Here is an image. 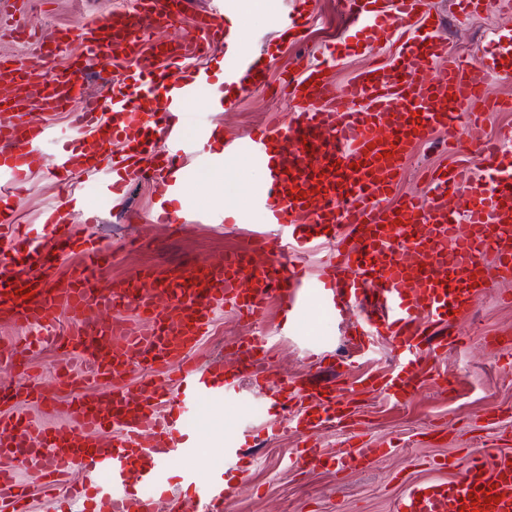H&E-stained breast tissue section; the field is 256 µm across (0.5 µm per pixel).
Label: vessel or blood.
I'll list each match as a JSON object with an SVG mask.
<instances>
[{"mask_svg":"<svg viewBox=\"0 0 512 512\" xmlns=\"http://www.w3.org/2000/svg\"><path fill=\"white\" fill-rule=\"evenodd\" d=\"M181 5L182 0H136L133 9L109 12L83 26L79 42L85 60L109 61L128 81L106 107L80 96L81 69L54 71L0 58V239L9 244L0 260V316L50 330L53 315L65 311L70 328L53 333V342L87 357L92 378L117 382L95 398L80 390L71 369H60L51 383L30 376L29 390L39 400L56 390L67 396L65 417L49 426L14 405L0 409V512H31V492L16 478L19 466L44 477L49 512L85 501L92 512L115 506L121 512H154L155 502L164 498L169 512H182L170 494L176 481L198 498L202 512H225L233 480H245L248 473L237 438L225 440L226 464L207 477L188 469L175 480L168 464L200 455L196 433L187 425L199 404L232 402L246 387L263 392L267 370L258 366L257 353L264 343L246 337L245 362L229 373L222 359L205 365L193 351L209 335L217 308L252 323L265 319L275 299L298 311L312 284L293 256L322 244L319 227L345 224L351 237L337 239L335 264L312 286L329 316L352 329L355 351L368 350L381 338L397 351V368L363 379L366 391L394 400L410 396L426 373L419 364L422 323L467 311L486 289L512 279V156L500 148L501 142H512V126L476 144L477 166L465 160L440 165L420 193L393 197L419 144L437 133L453 139L460 126L477 125L485 113L512 109V100L501 102L488 92L499 52L467 62L449 54L434 34L430 0H345L359 31L386 35L419 24L423 32L388 64L369 67L345 84L317 67L291 76L286 86L295 112L288 124L220 142L216 127L196 122L194 140L209 147L201 165L217 166L244 151L268 173L251 195L274 233L165 278L147 270L110 288L101 287L99 279L110 259L109 245L77 237L67 212L44 213L47 245L15 237L14 200L29 174L44 169L65 184L74 175L85 176L105 201L150 173L161 198L153 223H176L171 208L181 201L185 179L189 101L207 88L210 108L220 111L225 101L217 79L245 91L264 83L237 33L224 24L236 0L198 15L174 44H156L161 70L140 69L145 46L134 31L173 25ZM216 47L224 51L218 76L201 65ZM437 59L443 62L437 76L418 77L420 66ZM25 96L36 98L43 112L76 108V123L54 153L42 150L48 130L22 110L19 100ZM87 131L95 135L97 149L82 144ZM116 137L130 150L106 177L100 151ZM275 142L281 150L274 160ZM453 196L464 198V212L449 210ZM71 252L81 261L65 285L55 288L30 275L31 267L51 269ZM102 310L113 311L112 320L94 323ZM42 342L31 336L21 345H1L0 362L15 364ZM136 369L175 372V392L155 381L124 384V376ZM288 386L310 402L297 416L304 433L312 436L326 423H343L335 383L292 380ZM370 462L369 451L351 443L333 457L310 443L290 460L340 473L366 469ZM393 512H512V450L485 443L470 448L453 482L416 486Z\"/></svg>","mask_w":512,"mask_h":512,"instance_id":"vessel-or-blood-1","label":"vessel or blood"}]
</instances>
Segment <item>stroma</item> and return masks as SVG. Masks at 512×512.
<instances>
[{
	"instance_id": "35a3bbf8",
	"label": "stroma",
	"mask_w": 512,
	"mask_h": 512,
	"mask_svg": "<svg viewBox=\"0 0 512 512\" xmlns=\"http://www.w3.org/2000/svg\"><path fill=\"white\" fill-rule=\"evenodd\" d=\"M265 2V9L256 11L248 8V0H238L237 9L241 42L267 60L265 85L229 95L222 112L208 111L201 98L188 105L190 113L219 124L228 138L243 136L258 125L285 124L292 106L279 90L284 79L299 68L324 65L328 74L343 83L370 61L384 63L396 57L406 43L402 36L390 42H371L361 35L347 37L352 24L343 0ZM432 2L444 20L449 51L460 56L479 57L488 49L494 32L512 30V16L483 11L464 18L453 0ZM130 4L131 0H35L28 7L21 0H0V18L37 34L65 32L64 45L54 62L67 68L79 52L81 27ZM298 8L304 9L306 24L300 39L293 41L281 36L280 26L288 12ZM447 161L440 141L415 150L396 196L419 192L425 173ZM205 175V170L190 166L182 190L184 208L200 213L224 208L226 195L205 183ZM66 199V187L36 171L14 206L21 225H34L45 209L64 204ZM157 204L150 183L140 180L103 213L100 223L76 225L77 235L97 238L112 247L102 284L131 280L146 268L163 275L220 258L263 229L246 190L238 195V217L230 224L191 223L173 232L167 226L148 223ZM283 315L280 303H273L268 321L253 328L232 311L216 310L213 335L204 337L196 348L200 359L220 354L225 365L233 366L239 361V339L262 337L276 380L260 395L243 397L234 405L200 408L196 432L204 452L215 461H223L224 456L221 441L211 431L213 419H221L229 432L235 431L239 421H248L255 436L249 449L253 457L249 477L236 489L229 512H393L395 502L411 487L452 482L457 474L455 461L461 460L475 441H494L512 434V374L506 372L512 367V281L488 289L468 312L452 315L449 322L436 326L437 335L457 337L458 343L436 357L425 358V365L434 366L441 379L425 381L406 403H395L381 392H360L356 383L363 374L393 367L388 342L377 341L367 356L336 366V385L364 430L356 436L327 423L316 434L321 448L332 455L352 441L366 448L388 445L393 449L390 455L373 458L366 471L340 478L318 466L300 471L289 468V457L303 447L305 437L281 412L275 397L279 381L310 374L309 349H321L329 356L340 350L341 330L313 293L307 297L294 333L283 334ZM59 358V352L45 349L27 354L24 366H0V388L20 389L27 371L52 380Z\"/></svg>"
}]
</instances>
